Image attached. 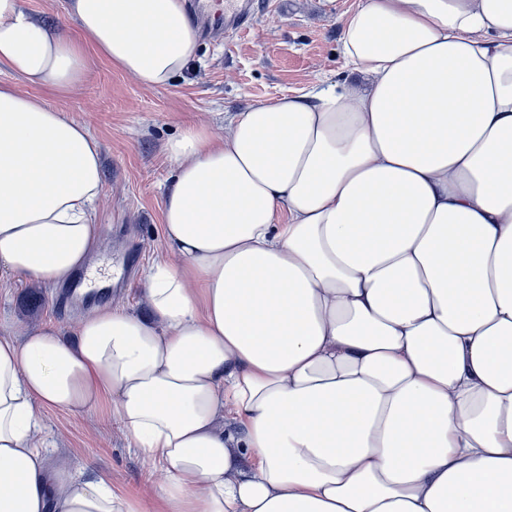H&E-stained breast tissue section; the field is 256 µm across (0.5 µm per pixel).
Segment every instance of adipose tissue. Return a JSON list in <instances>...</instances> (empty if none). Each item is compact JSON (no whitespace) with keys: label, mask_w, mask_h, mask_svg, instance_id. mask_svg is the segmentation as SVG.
Returning <instances> with one entry per match:
<instances>
[{"label":"adipose tissue","mask_w":512,"mask_h":512,"mask_svg":"<svg viewBox=\"0 0 512 512\" xmlns=\"http://www.w3.org/2000/svg\"><path fill=\"white\" fill-rule=\"evenodd\" d=\"M0 0V270L64 284L98 252V141L42 90L89 55L168 86L184 0ZM344 84L164 145L175 260L146 314L0 337V512H512V0H363ZM285 222H277L278 213ZM109 403L149 496L51 463L46 408ZM68 0H23L24 7L48 26L63 25L77 33L76 22L67 14Z\"/></svg>","instance_id":"adipose-tissue-1"}]
</instances>
